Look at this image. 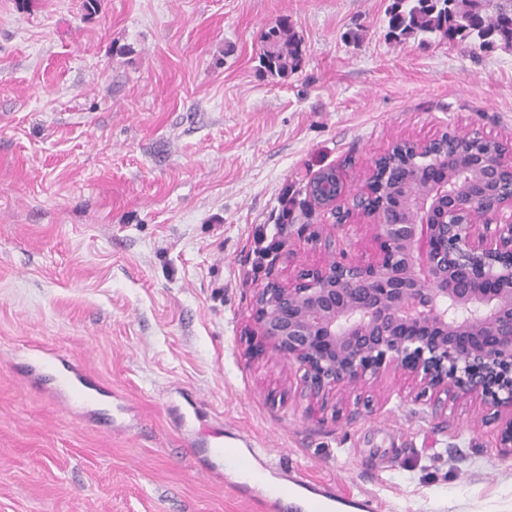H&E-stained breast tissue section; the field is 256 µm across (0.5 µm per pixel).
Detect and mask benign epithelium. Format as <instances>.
I'll return each mask as SVG.
<instances>
[{"label":"benign epithelium","instance_id":"benign-epithelium-1","mask_svg":"<svg viewBox=\"0 0 512 512\" xmlns=\"http://www.w3.org/2000/svg\"><path fill=\"white\" fill-rule=\"evenodd\" d=\"M395 149L373 161L363 190L335 168L318 172L307 198L332 225L297 232L317 242L357 211L379 256L340 251L286 286L268 278L255 289L253 334L304 371L310 400L400 371L495 410L498 447L511 456L512 162L478 130ZM295 244L280 242L270 270L295 259Z\"/></svg>","mask_w":512,"mask_h":512}]
</instances>
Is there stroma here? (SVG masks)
Here are the masks:
<instances>
[{"label":"stroma","mask_w":512,"mask_h":512,"mask_svg":"<svg viewBox=\"0 0 512 512\" xmlns=\"http://www.w3.org/2000/svg\"><path fill=\"white\" fill-rule=\"evenodd\" d=\"M394 0H0V512H275L212 477L175 424L220 428L331 512H512V458L469 401L405 375L302 394L250 333L259 237L310 179L359 188L399 140L478 130L512 157V49L393 36ZM288 22L298 68L260 62ZM379 253L352 215L298 264ZM90 379L63 405L31 355Z\"/></svg>","instance_id":"1"}]
</instances>
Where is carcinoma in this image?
<instances>
[{"label":"carcinoma","mask_w":512,"mask_h":512,"mask_svg":"<svg viewBox=\"0 0 512 512\" xmlns=\"http://www.w3.org/2000/svg\"><path fill=\"white\" fill-rule=\"evenodd\" d=\"M390 27L397 36L438 32L454 39L474 34L512 47V0H394ZM299 60V41L288 23L265 34L261 62L270 74L286 76Z\"/></svg>","instance_id":"carcinoma-1"}]
</instances>
